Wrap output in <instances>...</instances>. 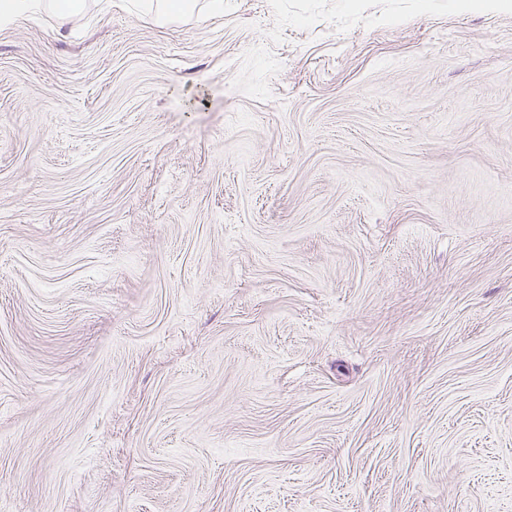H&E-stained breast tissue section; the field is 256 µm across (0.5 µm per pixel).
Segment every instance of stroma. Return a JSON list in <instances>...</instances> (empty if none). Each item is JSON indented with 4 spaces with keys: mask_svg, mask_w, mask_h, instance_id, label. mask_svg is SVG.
<instances>
[{
    "mask_svg": "<svg viewBox=\"0 0 512 512\" xmlns=\"http://www.w3.org/2000/svg\"><path fill=\"white\" fill-rule=\"evenodd\" d=\"M0 512H512V0L0 22Z\"/></svg>",
    "mask_w": 512,
    "mask_h": 512,
    "instance_id": "stroma-1",
    "label": "stroma"
}]
</instances>
